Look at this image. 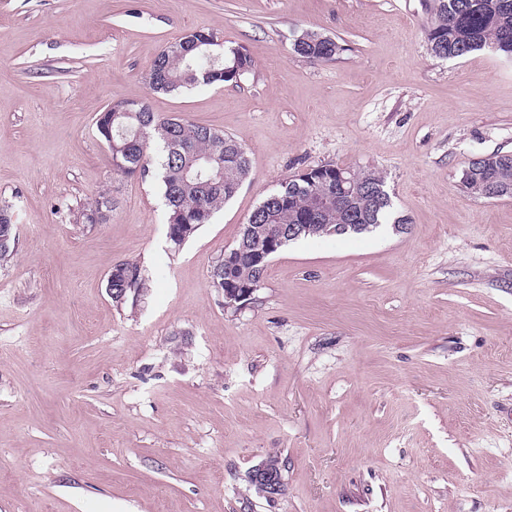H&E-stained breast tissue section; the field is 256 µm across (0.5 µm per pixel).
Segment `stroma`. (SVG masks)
Returning <instances> with one entry per match:
<instances>
[{"label":"stroma","instance_id":"stroma-1","mask_svg":"<svg viewBox=\"0 0 512 512\" xmlns=\"http://www.w3.org/2000/svg\"><path fill=\"white\" fill-rule=\"evenodd\" d=\"M427 0H0V512H512V198L468 194L512 152V60L433 57ZM210 29L241 82L151 92ZM341 41L312 63L303 31ZM122 99L234 137L250 176L181 246L157 171L113 174ZM377 170L394 216L301 238L225 309L211 272L262 198L306 169ZM112 189L105 224L73 212ZM147 286L113 303L115 263ZM278 456L270 500L249 471ZM461 184L471 195L497 199L486 192L503 189L512 193V152H496L472 161L461 173ZM13 212L9 205H0V228L1 236H7L0 244V261L6 260L14 254L17 244V236Z\"/></svg>","mask_w":512,"mask_h":512}]
</instances>
